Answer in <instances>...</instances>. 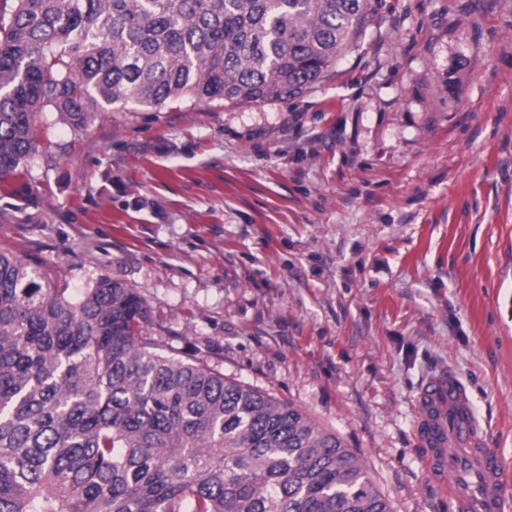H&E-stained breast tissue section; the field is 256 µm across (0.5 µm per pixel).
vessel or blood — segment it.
<instances>
[{
	"instance_id": "vessel-or-blood-1",
	"label": "vessel or blood",
	"mask_w": 512,
	"mask_h": 512,
	"mask_svg": "<svg viewBox=\"0 0 512 512\" xmlns=\"http://www.w3.org/2000/svg\"><path fill=\"white\" fill-rule=\"evenodd\" d=\"M413 436L430 483L448 493L455 512H512V474L455 372L441 371L420 387Z\"/></svg>"
}]
</instances>
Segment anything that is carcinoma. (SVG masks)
<instances>
[{
  "label": "carcinoma",
  "mask_w": 512,
  "mask_h": 512,
  "mask_svg": "<svg viewBox=\"0 0 512 512\" xmlns=\"http://www.w3.org/2000/svg\"><path fill=\"white\" fill-rule=\"evenodd\" d=\"M368 0H0V179L36 116L303 96L365 32ZM135 289L72 291L0 249V512H392L303 410L158 351Z\"/></svg>",
  "instance_id": "cac0c4a2"
}]
</instances>
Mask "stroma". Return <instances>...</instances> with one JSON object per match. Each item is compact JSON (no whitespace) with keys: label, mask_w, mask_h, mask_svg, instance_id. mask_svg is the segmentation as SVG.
I'll return each instance as SVG.
<instances>
[{"label":"stroma","mask_w":512,"mask_h":512,"mask_svg":"<svg viewBox=\"0 0 512 512\" xmlns=\"http://www.w3.org/2000/svg\"><path fill=\"white\" fill-rule=\"evenodd\" d=\"M304 96L110 112L0 181V247L146 300L163 352L293 403L392 512H452L413 441L453 370L512 469V0H369Z\"/></svg>","instance_id":"35a3bbf8"}]
</instances>
